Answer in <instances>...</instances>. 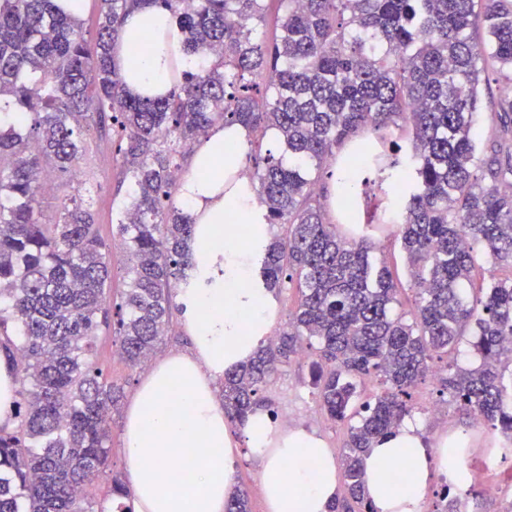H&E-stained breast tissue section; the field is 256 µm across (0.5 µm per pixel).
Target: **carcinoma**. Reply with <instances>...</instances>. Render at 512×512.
Instances as JSON below:
<instances>
[{"label":"carcinoma","mask_w":512,"mask_h":512,"mask_svg":"<svg viewBox=\"0 0 512 512\" xmlns=\"http://www.w3.org/2000/svg\"><path fill=\"white\" fill-rule=\"evenodd\" d=\"M267 2L102 0L91 47L54 0H0V352L20 397L18 425L0 427V512H95L83 488L107 466L109 414L122 398L93 361L95 338L113 318L119 355L137 367L168 333L178 290L201 286L195 224L176 193L186 149L218 125L257 142L278 134L280 154L249 156L265 219L285 229L263 250L262 277L270 291H300L278 340L224 372L228 420L242 425L269 406L262 393L279 366L315 350L316 403L348 426L346 493L330 512H373L364 457L411 413V390L436 359L448 395L512 444V0H279L271 44L258 37ZM143 5L168 11L198 57L162 96L129 94L112 61L124 17ZM486 71L507 88L484 157L472 123ZM108 119L133 187L113 225L129 277L116 296L112 244L81 190L57 185L52 219L39 206L43 176L74 175L84 131ZM391 127L411 132L409 147L381 135L360 169L396 177L405 201L392 237L408 262L410 319L395 310L388 266L370 261L376 242L365 230L385 231L384 199L365 180L355 193L343 185L333 223L318 189L336 148ZM477 245L489 280L470 299ZM472 324L479 362L462 368L454 351ZM373 376L383 391L363 401ZM127 496L113 477L112 512H127ZM224 512H250L247 495L235 492Z\"/></svg>","instance_id":"obj_1"}]
</instances>
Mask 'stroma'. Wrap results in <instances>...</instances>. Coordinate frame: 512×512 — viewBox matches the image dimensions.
I'll list each match as a JSON object with an SVG mask.
<instances>
[{"label":"stroma","mask_w":512,"mask_h":512,"mask_svg":"<svg viewBox=\"0 0 512 512\" xmlns=\"http://www.w3.org/2000/svg\"><path fill=\"white\" fill-rule=\"evenodd\" d=\"M505 85L496 74L489 75L484 86L485 106L475 116L473 133L481 154H488L490 138L499 124L497 102ZM78 172L83 188L89 191V201L96 222L104 239H111L115 211L132 192L125 179L119 157L114 153L111 132L91 131L85 140V152ZM96 361L107 369L113 382L123 387L124 395L112 414V454L104 473L84 489L85 497L101 504L112 497L113 476H124L123 448L126 410L134 393L145 377L146 368L132 369L125 365L118 354L111 329L100 328L97 336ZM442 362H433L429 372L413 394L412 418L419 425L427 444H434L441 436L456 437L466 443L470 458L481 461L489 480L502 482L504 475L512 471V454L505 456L499 451L503 442L500 435L486 427H476L472 418L451 402L440 382ZM266 395L273 409L288 415L287 424L316 432L333 456H340L347 438L345 424L332 421L318 408L312 394L309 359H293L282 367L269 385ZM442 410L441 417L428 414L429 406Z\"/></svg>","instance_id":"1"}]
</instances>
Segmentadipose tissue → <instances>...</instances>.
Wrapping results in <instances>:
<instances>
[{
	"label": "adipose tissue",
	"mask_w": 512,
	"mask_h": 512,
	"mask_svg": "<svg viewBox=\"0 0 512 512\" xmlns=\"http://www.w3.org/2000/svg\"><path fill=\"white\" fill-rule=\"evenodd\" d=\"M127 91L167 92L171 71L188 70L183 33L166 11L146 7L126 16L112 47ZM250 146L239 126L218 127L196 146L180 200L195 219L192 252L207 288L179 294L190 350L160 360L139 384L125 423L124 461L132 512H224L235 489L234 464L249 449L262 466L268 512H329L336 498V460L323 439L253 412L232 431L215 384L247 363L276 319L259 285L258 255L269 238L254 191L229 187ZM374 512H424V489L448 470V440L427 446L418 425L404 422L364 459Z\"/></svg>",
	"instance_id": "ef3b65f1"
}]
</instances>
